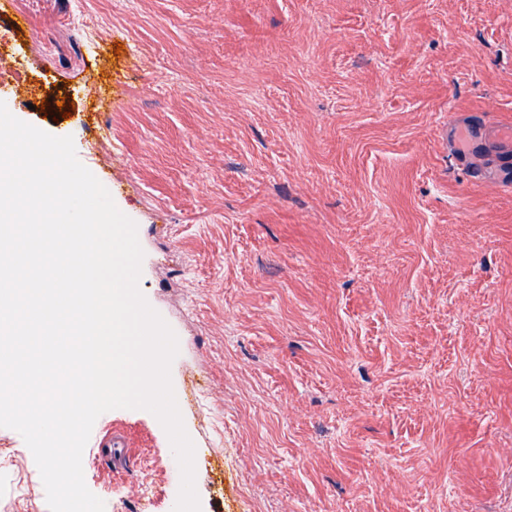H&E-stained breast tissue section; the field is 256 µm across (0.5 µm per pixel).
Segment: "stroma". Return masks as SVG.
Masks as SVG:
<instances>
[{"mask_svg":"<svg viewBox=\"0 0 512 512\" xmlns=\"http://www.w3.org/2000/svg\"><path fill=\"white\" fill-rule=\"evenodd\" d=\"M0 38L10 112L137 225L201 512H512V0H10ZM91 436L105 512H173L154 415ZM35 506L0 427V512ZM482 125L472 122L462 123L456 130V143L460 159L465 160L485 135ZM101 456L107 459L114 470H125L129 461L128 446L124 438L113 432L111 436L102 440L99 445Z\"/></svg>","mask_w":512,"mask_h":512,"instance_id":"1","label":"stroma"}]
</instances>
